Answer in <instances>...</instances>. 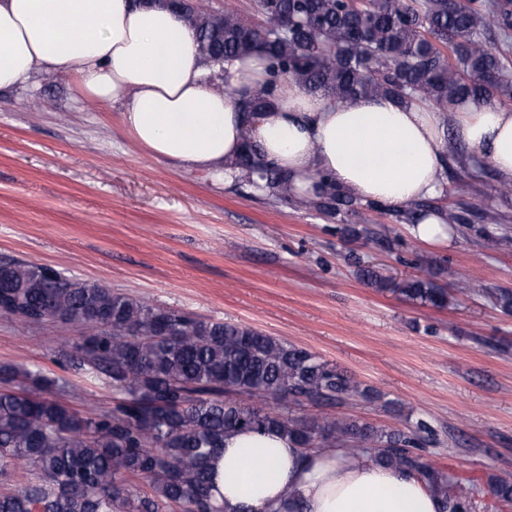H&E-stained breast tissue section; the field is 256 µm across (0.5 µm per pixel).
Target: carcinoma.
I'll use <instances>...</instances> for the list:
<instances>
[{"label": "carcinoma", "instance_id": "cac0c4a2", "mask_svg": "<svg viewBox=\"0 0 512 512\" xmlns=\"http://www.w3.org/2000/svg\"><path fill=\"white\" fill-rule=\"evenodd\" d=\"M196 33L210 67L264 56L273 75L331 103L391 96L438 112L462 103L512 105L509 0H253L257 19L234 7L217 15L172 4ZM273 108L257 87L244 111ZM237 181L292 199L288 175L261 163L249 145ZM322 214L355 213L334 186L301 201ZM438 207L411 202L396 216L415 224ZM408 300L442 308L447 292L429 278L399 287ZM0 314L29 325L77 322L58 343L57 362L112 390V408L82 414L69 385L40 368L0 365V512H223L212 499L211 464L232 432L276 430L310 450L339 444L413 473L445 512H477L473 486L426 461L434 428L420 419L406 434L328 414L294 416L263 406L274 398L313 407L368 397L335 364L298 345L237 323L205 321L14 261L0 269ZM512 505V481L493 480Z\"/></svg>", "mask_w": 512, "mask_h": 512}]
</instances>
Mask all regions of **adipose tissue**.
<instances>
[{"mask_svg":"<svg viewBox=\"0 0 512 512\" xmlns=\"http://www.w3.org/2000/svg\"><path fill=\"white\" fill-rule=\"evenodd\" d=\"M62 73L87 101L123 104L126 132L152 156L218 182L235 181L250 143L266 164L287 172L297 197L312 196L325 179L392 211L443 192L451 126L471 149L470 165H488L512 186V109L467 103L446 114L385 96L333 104L272 80L257 56L213 73L193 29L163 6L0 0V89ZM266 84L275 109L243 112V95ZM213 469L223 512L443 510L413 474L339 445L305 452L276 432L226 435Z\"/></svg>","mask_w":512,"mask_h":512,"instance_id":"adipose-tissue-1","label":"adipose tissue"}]
</instances>
